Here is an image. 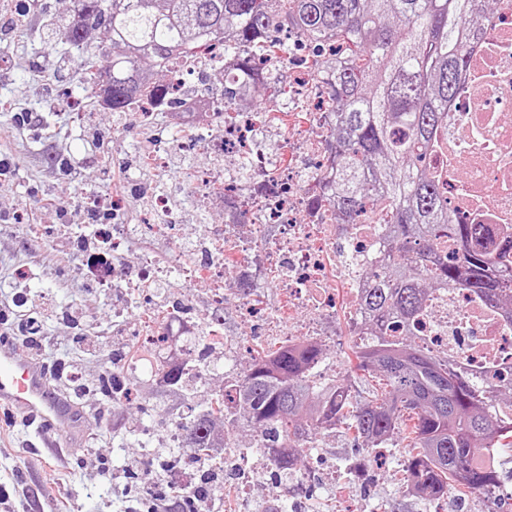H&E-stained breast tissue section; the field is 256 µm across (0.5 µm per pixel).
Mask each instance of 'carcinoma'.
<instances>
[{
    "label": "carcinoma",
    "instance_id": "1",
    "mask_svg": "<svg viewBox=\"0 0 512 512\" xmlns=\"http://www.w3.org/2000/svg\"><path fill=\"white\" fill-rule=\"evenodd\" d=\"M498 0H73V9L43 32L79 59L84 87L99 108L123 115L142 104L165 111L173 71L224 47L228 79L213 90L217 112L235 111L248 93L282 94L273 69L288 46L271 39L294 31L312 55L306 74L328 89L316 108L331 112V144L324 170L308 190L313 209H332L346 224H389L387 258L363 296L374 343L354 345L351 371L324 385L313 373L321 348L308 343L261 348L235 384L234 415L224 413V392L207 408L182 418L188 447L202 462L218 443L210 422L248 427L275 472L288 478L296 448L314 431L344 430L366 448L397 437L410 449L407 484L427 498L455 490L493 509L502 472L497 462L476 465V455L512 451V373L476 379L467 368L410 336L386 334L388 321L408 319L423 307L428 289L467 288L512 316V263L480 224L448 213V200L429 168L448 106L459 92L468 48L486 34ZM107 50L108 65L99 64ZM154 336L128 349L134 364H148L170 386L184 379L165 370ZM99 388L115 403L133 396L126 376L110 372Z\"/></svg>",
    "mask_w": 512,
    "mask_h": 512
}]
</instances>
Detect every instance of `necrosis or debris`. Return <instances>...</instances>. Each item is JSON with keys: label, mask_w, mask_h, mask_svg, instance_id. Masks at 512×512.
Returning a JSON list of instances; mask_svg holds the SVG:
<instances>
[{"label": "necrosis or debris", "mask_w": 512, "mask_h": 512, "mask_svg": "<svg viewBox=\"0 0 512 512\" xmlns=\"http://www.w3.org/2000/svg\"><path fill=\"white\" fill-rule=\"evenodd\" d=\"M214 152L243 149L248 176L222 162L197 175L206 192L199 200L222 197L224 220L204 225L201 253L187 270V281L212 303L234 295L246 312H258L260 336L293 344L298 336H332L338 330L336 294L350 299L346 327L362 336L367 317L360 297L370 285L368 272L387 248V225L341 224L329 211L310 209V165L327 147L332 113L315 114L300 137L289 139L288 159L264 151L275 135L263 112L223 115L203 107L191 114ZM433 172L453 213L469 224L486 225L493 237L512 235V0H499L487 35L477 43L463 74L447 127L438 138ZM100 220L86 253L84 275L106 288L134 286L136 305L156 304L155 284L170 283L171 267L183 257L184 216L159 192L149 195L146 223L113 226L125 199L93 194L85 199ZM167 239L173 254L163 261L144 254L133 266L123 256L129 236ZM418 343L448 353L477 377L512 362V320L463 288H440L414 320Z\"/></svg>", "instance_id": "4bbe7bcc"}]
</instances>
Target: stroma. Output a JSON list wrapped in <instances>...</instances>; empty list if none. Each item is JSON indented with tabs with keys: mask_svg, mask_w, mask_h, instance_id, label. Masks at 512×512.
I'll list each match as a JSON object with an SVG mask.
<instances>
[{
	"mask_svg": "<svg viewBox=\"0 0 512 512\" xmlns=\"http://www.w3.org/2000/svg\"><path fill=\"white\" fill-rule=\"evenodd\" d=\"M70 6L71 0H0V20L8 27L0 35V98L11 105L0 112V160L10 166L0 175V310L13 321H40L42 345L31 350V357L81 370L83 389L60 375L51 382L73 397L86 436L81 447L49 456L32 448L40 439L36 424L18 414L0 415V512H140L141 499L176 481L173 471L156 463L157 446L167 440L173 420L186 405L204 407L224 388L220 371L192 395L155 377L135 380V400L119 405L92 388L112 359L115 297L83 278L82 254L58 249L43 226L68 224L77 230L94 222L82 201L109 190L127 198L121 223H140V184H153L177 200L197 195L194 173L213 157L187 150L198 133L179 114L158 113L156 129L167 133L172 153L169 177L155 178L140 162L153 147L155 130L132 128L112 113L90 110L91 92L77 64H68L64 77L55 78L59 52L43 42L42 28L52 14ZM241 107L277 112L281 130L266 144L272 152L287 145V125L305 121L284 96L269 101L255 95ZM21 112L31 113L30 124L20 125ZM316 444L333 461L363 460L355 490L378 500V512H437L407 491V449L380 456L342 432L326 430L317 433ZM298 454L289 501L298 512H336L324 473L314 469L312 450L302 448ZM135 467L144 481L133 492L128 474Z\"/></svg>",
	"mask_w": 512,
	"mask_h": 512,
	"instance_id": "stroma-1",
	"label": "stroma"
}]
</instances>
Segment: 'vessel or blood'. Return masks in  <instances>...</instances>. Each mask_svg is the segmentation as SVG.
I'll list each match as a JSON object with an SVG mask.
<instances>
[{
	"instance_id": "vessel-or-blood-1",
	"label": "vessel or blood",
	"mask_w": 512,
	"mask_h": 512,
	"mask_svg": "<svg viewBox=\"0 0 512 512\" xmlns=\"http://www.w3.org/2000/svg\"><path fill=\"white\" fill-rule=\"evenodd\" d=\"M23 414L37 422L42 446H79L84 424L72 402L50 385L46 368L18 348L0 342V409Z\"/></svg>"
}]
</instances>
